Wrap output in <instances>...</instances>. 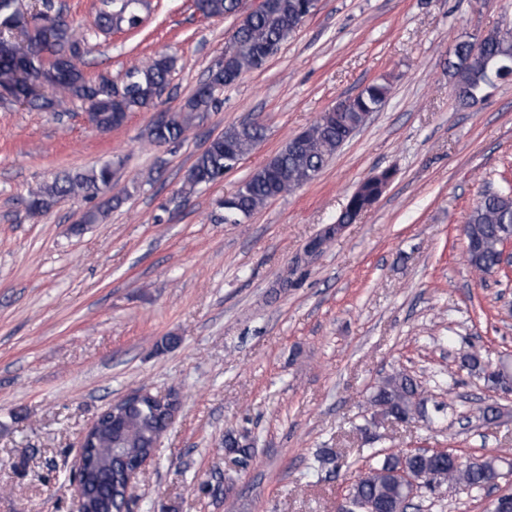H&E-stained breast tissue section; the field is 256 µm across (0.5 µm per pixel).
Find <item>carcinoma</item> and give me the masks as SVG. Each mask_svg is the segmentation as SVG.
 I'll return each mask as SVG.
<instances>
[{"mask_svg":"<svg viewBox=\"0 0 512 512\" xmlns=\"http://www.w3.org/2000/svg\"><path fill=\"white\" fill-rule=\"evenodd\" d=\"M98 28L104 34L131 31L142 26L141 0H103ZM197 11L206 18L236 14L239 0H194ZM314 5L310 0H264L252 18L236 28L231 43L224 49V70L210 69L207 80L187 98L180 112L166 120H154L149 126L148 143H177L186 131L218 101L224 88L235 84L245 73L259 70L267 60L263 53L275 54L282 44L302 26ZM36 24H24L19 0H0V86L16 91V101L32 108L52 111L57 99L33 90L48 85L61 97H70L86 106L95 125L102 131L120 126L128 113L148 111L156 107L149 93L166 87L171 80L175 58L161 53L145 65H132L122 84L94 81L83 70L91 47L78 38L53 0H41ZM22 32L26 46L19 48L14 33ZM471 56L467 67L460 69L456 61H448V72L454 78L457 99L463 105L475 101L491 86V76L512 75V31H495L472 52L467 41L455 45L453 56ZM390 93L387 81H374L357 95L346 100L342 113L321 119L304 131L306 145L298 153L281 152L273 162L281 175L273 178L265 169L255 171L230 197L219 201L224 209V223L239 224L270 201L288 194L313 180L329 159L350 140V134L363 120L366 112H376ZM265 129L255 123L237 132L228 127L216 136L208 149L196 156L184 177L188 194L216 183L244 159L264 138ZM114 163L104 161L84 171L56 177L31 191L27 208L41 214L63 198L91 199L112 191ZM389 170L381 176L364 180L349 199L338 218L340 224H351L356 216L377 202L385 189V180L392 178ZM468 262L485 275L497 268L503 241L512 238V190L480 194L463 227ZM472 371L486 374L490 360L481 351L464 356ZM426 398L419 392L416 380L403 371L383 377L373 388L368 403L373 414L412 421L425 416ZM162 412L147 406L129 409L123 419V451H112V434L101 432L87 452V494L100 512H131L133 500L126 499L123 475L133 461L144 458L167 431ZM224 448L239 456L242 467L250 462V443L245 435L228 433ZM412 464L430 475L426 491L439 496L452 486L477 488L484 475L499 469V459L488 457L463 469L448 468V461L436 456L413 458ZM391 456L372 454V463L361 470L363 479L351 484L349 494L356 500L371 502L377 508L388 507L405 495V487L396 483Z\"/></svg>","mask_w":512,"mask_h":512,"instance_id":"1","label":"carcinoma"}]
</instances>
